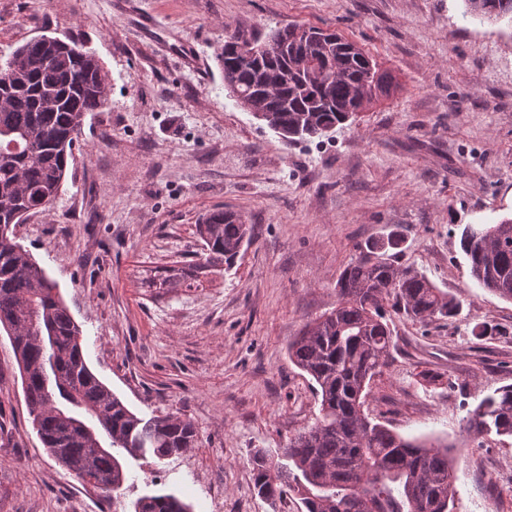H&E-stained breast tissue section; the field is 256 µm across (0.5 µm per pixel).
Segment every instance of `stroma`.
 Returning <instances> with one entry per match:
<instances>
[{
    "mask_svg": "<svg viewBox=\"0 0 512 512\" xmlns=\"http://www.w3.org/2000/svg\"><path fill=\"white\" fill-rule=\"evenodd\" d=\"M329 28L392 86L331 138L287 143L236 106L217 56L227 32ZM49 35L94 53L111 86L88 113L64 186L18 241L56 281L89 367L138 415H177L191 452L135 467L126 512L168 491L193 512H271L250 454L310 428L314 383L288 344L336 305L343 269L397 235L395 261L462 300L449 321L393 315L370 416L457 448L453 512H512V438L464 429L469 404L512 384V302L482 288L461 229L512 215V24L462 0H0V58ZM223 209L255 227L234 267L165 284L203 261L196 230ZM486 323L498 333L473 335ZM112 499L45 451L0 333V512H87Z\"/></svg>",
    "mask_w": 512,
    "mask_h": 512,
    "instance_id": "obj_1",
    "label": "stroma"
}]
</instances>
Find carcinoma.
I'll use <instances>...</instances> for the list:
<instances>
[{"label": "carcinoma", "instance_id": "carcinoma-1", "mask_svg": "<svg viewBox=\"0 0 512 512\" xmlns=\"http://www.w3.org/2000/svg\"><path fill=\"white\" fill-rule=\"evenodd\" d=\"M466 13L512 22V0H462ZM298 24L265 37L227 38L244 44L292 45ZM305 56L241 54L219 58L224 88L233 100L276 89L264 105L288 139L324 135L354 119L362 83L389 75L365 52L334 31ZM333 83V94L319 87ZM110 84L100 60H79L49 42L30 40L0 63V331L11 343L24 398L47 453L84 485L120 491L133 464L182 456L197 444L194 424L173 415L143 418L132 412L88 366L81 330L56 283L16 241L14 229L57 198L78 147L86 115L108 102ZM476 239L463 228L460 246L471 277L512 300V217L479 225ZM206 251L197 272L219 262L232 266L253 226L232 211L216 210L198 226ZM400 238L372 244L369 255L348 264L336 284V307L306 323L288 344L289 359L316 383L319 416L288 439L281 458L263 450L250 457L255 493L276 507L285 490L300 496L306 512H451L456 495L453 446L440 438H405L364 411L371 383L395 347L385 304L418 321L448 319L459 301L427 276L401 268L385 254ZM467 431L512 437V385L496 389L468 411ZM134 512H191L172 493L139 497Z\"/></svg>", "mask_w": 512, "mask_h": 512}]
</instances>
